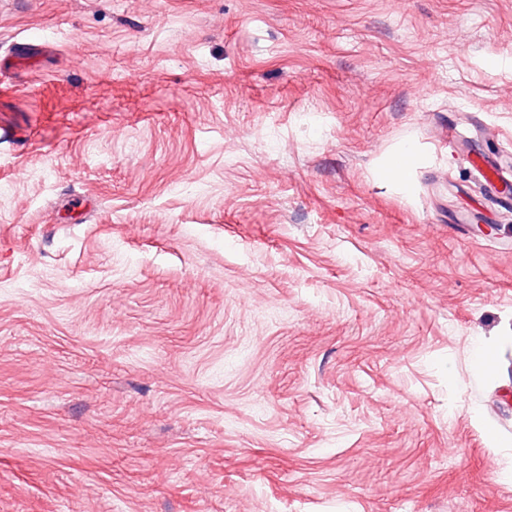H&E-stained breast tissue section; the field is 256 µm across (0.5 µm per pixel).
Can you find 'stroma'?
<instances>
[{
	"mask_svg": "<svg viewBox=\"0 0 512 512\" xmlns=\"http://www.w3.org/2000/svg\"><path fill=\"white\" fill-rule=\"evenodd\" d=\"M35 33L0 512H512V205L442 132L512 144V0H0Z\"/></svg>",
	"mask_w": 512,
	"mask_h": 512,
	"instance_id": "1",
	"label": "stroma"
}]
</instances>
